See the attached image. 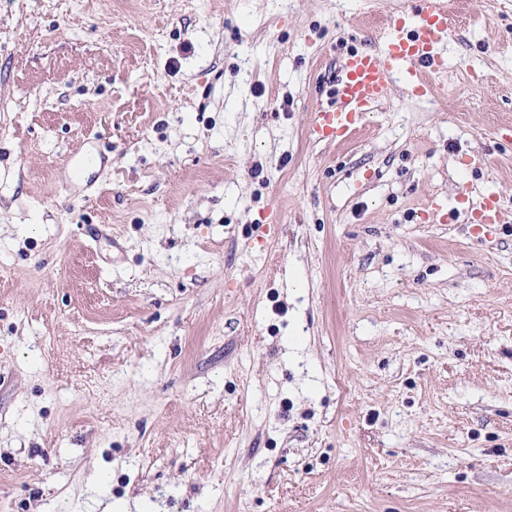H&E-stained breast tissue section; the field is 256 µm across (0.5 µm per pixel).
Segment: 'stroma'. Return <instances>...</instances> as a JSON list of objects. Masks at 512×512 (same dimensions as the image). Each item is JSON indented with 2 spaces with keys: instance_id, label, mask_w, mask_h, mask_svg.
Segmentation results:
<instances>
[{
  "instance_id": "35a3bbf8",
  "label": "stroma",
  "mask_w": 512,
  "mask_h": 512,
  "mask_svg": "<svg viewBox=\"0 0 512 512\" xmlns=\"http://www.w3.org/2000/svg\"><path fill=\"white\" fill-rule=\"evenodd\" d=\"M405 7L0 0V512H512V0L306 135ZM471 222L479 224H511L512 209L504 207L494 193H488L471 209Z\"/></svg>"
}]
</instances>
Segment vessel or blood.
Listing matches in <instances>:
<instances>
[{"label":"vessel or blood","mask_w":512,"mask_h":512,"mask_svg":"<svg viewBox=\"0 0 512 512\" xmlns=\"http://www.w3.org/2000/svg\"><path fill=\"white\" fill-rule=\"evenodd\" d=\"M451 33L446 0H411L408 14L390 20L379 38L378 49L348 51L336 78L338 103L312 112L309 135L314 140L345 138L368 113L376 111L395 83L412 85L425 95L426 74L444 66ZM472 222L511 224L512 209L495 194H487L471 211Z\"/></svg>","instance_id":"b4317fda"}]
</instances>
